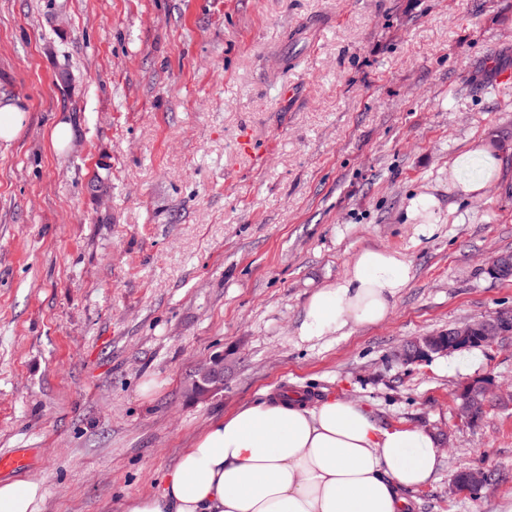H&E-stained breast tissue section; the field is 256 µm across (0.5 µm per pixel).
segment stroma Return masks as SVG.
Listing matches in <instances>:
<instances>
[{"mask_svg": "<svg viewBox=\"0 0 512 512\" xmlns=\"http://www.w3.org/2000/svg\"><path fill=\"white\" fill-rule=\"evenodd\" d=\"M508 69L512 0H0V96L27 112L0 147V453L27 466L0 481H42L39 512H122L213 420L288 389L431 433L415 512H512V335L392 357L512 307L488 273L512 255ZM481 146L497 164L462 193ZM364 247L412 263L392 315L300 341ZM216 356L223 390L189 397ZM482 377L472 425L454 394ZM463 466L488 482L451 494Z\"/></svg>", "mask_w": 512, "mask_h": 512, "instance_id": "stroma-1", "label": "stroma"}]
</instances>
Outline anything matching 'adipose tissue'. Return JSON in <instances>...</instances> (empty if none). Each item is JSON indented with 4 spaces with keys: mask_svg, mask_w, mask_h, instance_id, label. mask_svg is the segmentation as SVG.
<instances>
[{
    "mask_svg": "<svg viewBox=\"0 0 512 512\" xmlns=\"http://www.w3.org/2000/svg\"><path fill=\"white\" fill-rule=\"evenodd\" d=\"M398 250L365 247L336 283L317 289L301 340L386 320L411 280ZM433 437L382 425L362 404L278 395L212 422L183 449L159 492L128 498L123 512H409L410 493L438 470ZM41 481L0 483V512H37Z\"/></svg>",
    "mask_w": 512,
    "mask_h": 512,
    "instance_id": "1",
    "label": "adipose tissue"
}]
</instances>
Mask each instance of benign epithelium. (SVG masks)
Returning a JSON list of instances; mask_svg holds the SVG:
<instances>
[{"mask_svg": "<svg viewBox=\"0 0 512 512\" xmlns=\"http://www.w3.org/2000/svg\"><path fill=\"white\" fill-rule=\"evenodd\" d=\"M512 334V310L501 309L473 321H463L448 327L440 335L417 336L393 353L403 364L426 360L434 355L469 347L473 341L483 347L494 345L504 336ZM224 386V359L217 357L203 365L186 387L187 394L199 398ZM493 383L487 379L471 381L457 392V414L467 420L479 417L478 407L485 405Z\"/></svg>", "mask_w": 512, "mask_h": 512, "instance_id": "benign-epithelium-1", "label": "benign epithelium"}]
</instances>
